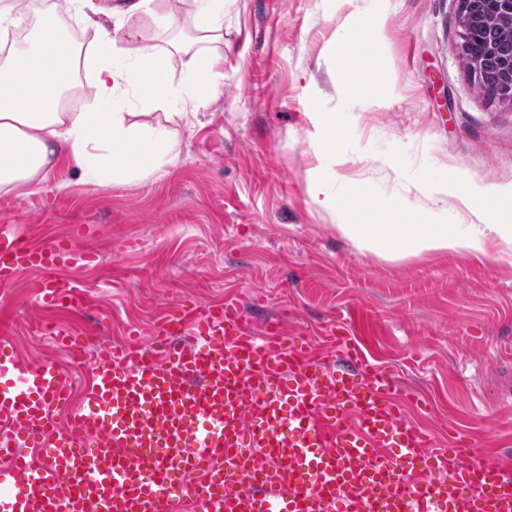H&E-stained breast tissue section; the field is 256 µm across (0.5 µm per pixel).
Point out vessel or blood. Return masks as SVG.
<instances>
[{
	"label": "vessel or blood",
	"mask_w": 512,
	"mask_h": 512,
	"mask_svg": "<svg viewBox=\"0 0 512 512\" xmlns=\"http://www.w3.org/2000/svg\"><path fill=\"white\" fill-rule=\"evenodd\" d=\"M92 256L0 232V286L40 270L44 309L90 300L61 285ZM61 358L25 365L0 336V512H512V469L415 420L428 404L342 332L254 336L231 302L164 310L150 341L57 332ZM91 382L57 430L67 363ZM39 448L31 462L22 445Z\"/></svg>",
	"instance_id": "1"
}]
</instances>
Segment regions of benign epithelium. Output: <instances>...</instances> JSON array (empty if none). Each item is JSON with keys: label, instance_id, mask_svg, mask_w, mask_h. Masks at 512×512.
Masks as SVG:
<instances>
[{"label": "benign epithelium", "instance_id": "obj_1", "mask_svg": "<svg viewBox=\"0 0 512 512\" xmlns=\"http://www.w3.org/2000/svg\"><path fill=\"white\" fill-rule=\"evenodd\" d=\"M461 46L478 45L486 52L497 50L496 33L512 28V0H459ZM506 83L489 97L512 102V56L502 59Z\"/></svg>", "mask_w": 512, "mask_h": 512}]
</instances>
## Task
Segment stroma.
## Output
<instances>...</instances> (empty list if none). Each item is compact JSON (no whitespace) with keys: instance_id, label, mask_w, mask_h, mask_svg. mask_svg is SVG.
<instances>
[{"instance_id":"1","label":"stroma","mask_w":512,"mask_h":512,"mask_svg":"<svg viewBox=\"0 0 512 512\" xmlns=\"http://www.w3.org/2000/svg\"><path fill=\"white\" fill-rule=\"evenodd\" d=\"M360 23L364 80L347 91L332 46ZM459 0H227L224 63L190 118L179 162L112 187L60 168L28 196L0 194V225L35 246L94 252L61 273L84 289L83 311L33 303L38 271L0 287V318L19 360L58 358L49 321L116 344L152 334L157 311L191 300L236 301L250 329L315 336L342 330L457 429L512 463V245L500 258L424 252L388 259L339 230L343 209L308 193L312 101L346 130L337 188L354 184L391 216L426 181L448 185V221L473 224L472 188L512 191V104L479 88L460 59ZM66 189H59V182Z\"/></svg>"}]
</instances>
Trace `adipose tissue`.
Returning a JSON list of instances; mask_svg holds the SVG:
<instances>
[{
	"instance_id": "adipose-tissue-1",
	"label": "adipose tissue",
	"mask_w": 512,
	"mask_h": 512,
	"mask_svg": "<svg viewBox=\"0 0 512 512\" xmlns=\"http://www.w3.org/2000/svg\"><path fill=\"white\" fill-rule=\"evenodd\" d=\"M192 34L173 43V52L191 57L182 82H174L168 55L137 46L130 20L148 14L178 26L180 17L159 10L157 0H65L67 12L93 29L88 42L70 48L56 39L53 11L27 5L29 31L0 62V194L25 195L44 184L60 165L78 172L88 185L112 187L160 177L164 166L182 153L179 127L183 106H202V90L210 86L222 57L224 0H193ZM89 72L92 92L80 109L64 103L80 72ZM317 135L311 147L323 163L311 170L309 193L323 207L346 201L359 223L342 230L362 250L395 256L426 251L479 254L497 260L494 243H512V224L491 221L495 207L512 206L511 193L471 191L478 218L474 224L447 223V186L428 184L434 208L418 224L412 208L402 203L399 217L373 221L357 187L344 195L332 189L338 146L347 136L335 113L313 112Z\"/></svg>"
}]
</instances>
